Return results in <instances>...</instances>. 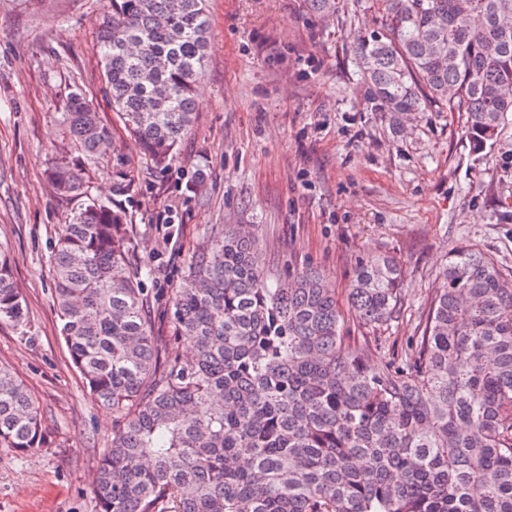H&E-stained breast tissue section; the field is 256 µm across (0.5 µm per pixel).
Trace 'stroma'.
Instances as JSON below:
<instances>
[{
  "label": "stroma",
  "mask_w": 512,
  "mask_h": 512,
  "mask_svg": "<svg viewBox=\"0 0 512 512\" xmlns=\"http://www.w3.org/2000/svg\"><path fill=\"white\" fill-rule=\"evenodd\" d=\"M210 58L196 121L167 168L116 132L88 195L121 209L154 288H174L215 224L252 228L275 277L312 267L336 290L343 332L366 335L347 304L359 259L390 255L405 277L399 314L375 360L417 335L443 285L449 253L467 244L512 272V116L479 151L465 115L431 109L393 128L371 111L353 36L381 20L378 0H208ZM111 0H0V247L14 261L26 334L0 325V364L40 405L50 447L0 448V512H95L90 487L112 438V413L84 386L58 335L48 257L81 208L58 197L47 169L69 152L59 127L73 91L103 122L116 118L101 82L96 32ZM200 180L199 193L188 191ZM169 212V233L155 221Z\"/></svg>",
  "instance_id": "stroma-1"
}]
</instances>
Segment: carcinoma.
Returning <instances> with one entry per match:
<instances>
[{"mask_svg": "<svg viewBox=\"0 0 512 512\" xmlns=\"http://www.w3.org/2000/svg\"><path fill=\"white\" fill-rule=\"evenodd\" d=\"M354 51L365 99L393 122L435 105L464 112L482 149L512 112V0H381ZM207 0H112L97 35L123 128L155 165L194 123L208 54ZM62 124L77 156L49 171L86 194L113 145L81 92ZM59 335L116 425L99 456L97 512H512V276L470 246L449 255L400 355L350 340L313 269L275 280L254 234L212 229L178 287L149 288L125 214L86 198L50 255ZM398 261H360L348 295L378 331L399 312ZM165 301L185 361L162 355L150 308ZM0 324L25 334L12 258L0 249ZM51 444L39 405L0 365V447Z\"/></svg>", "mask_w": 512, "mask_h": 512, "instance_id": "1", "label": "carcinoma"}]
</instances>
